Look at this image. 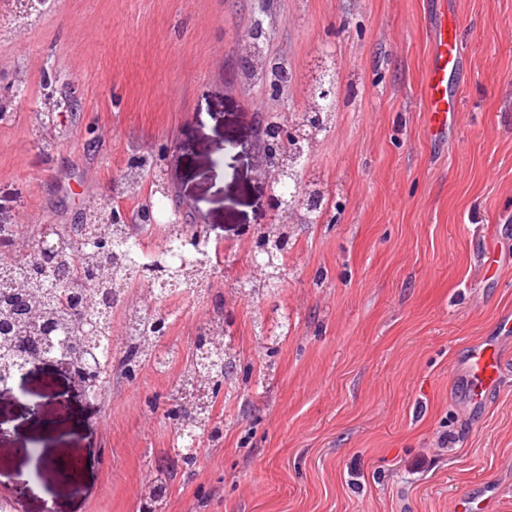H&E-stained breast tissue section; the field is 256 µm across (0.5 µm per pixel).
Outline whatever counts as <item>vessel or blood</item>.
I'll list each match as a JSON object with an SVG mask.
<instances>
[{"instance_id": "obj_1", "label": "vessel or blood", "mask_w": 512, "mask_h": 512, "mask_svg": "<svg viewBox=\"0 0 512 512\" xmlns=\"http://www.w3.org/2000/svg\"><path fill=\"white\" fill-rule=\"evenodd\" d=\"M459 23L455 8L450 7L436 14L432 26L431 58L424 86L427 133L432 137L447 133L460 110V98L452 82L462 59V46L457 39ZM501 367V352L496 343L483 341L471 346L461 375L473 407L483 406L497 387Z\"/></svg>"}]
</instances>
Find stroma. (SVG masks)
<instances>
[{
  "mask_svg": "<svg viewBox=\"0 0 512 512\" xmlns=\"http://www.w3.org/2000/svg\"><path fill=\"white\" fill-rule=\"evenodd\" d=\"M438 0H56L0 41V87L24 102L0 123V222L76 223L132 152L155 157L171 195L223 250L218 291L163 299L179 351L166 373L110 369L89 411L55 366L0 393V500L10 512H140L165 479V512H451L483 489L512 512V0H455L466 64L445 140L426 134L424 84ZM261 23L258 55L237 43ZM282 59L273 94L262 57ZM338 93L303 176L327 202L294 229L287 271L255 293L256 229L271 187L252 149L265 117L303 110L324 60ZM77 81L51 144L44 86ZM224 313L236 361L213 409L223 428L194 467L158 403ZM498 337L505 363L471 408L461 364ZM42 402L41 416L27 407ZM72 457L75 479L38 458Z\"/></svg>",
  "mask_w": 512,
  "mask_h": 512,
  "instance_id": "35a3bbf8",
  "label": "stroma"
}]
</instances>
